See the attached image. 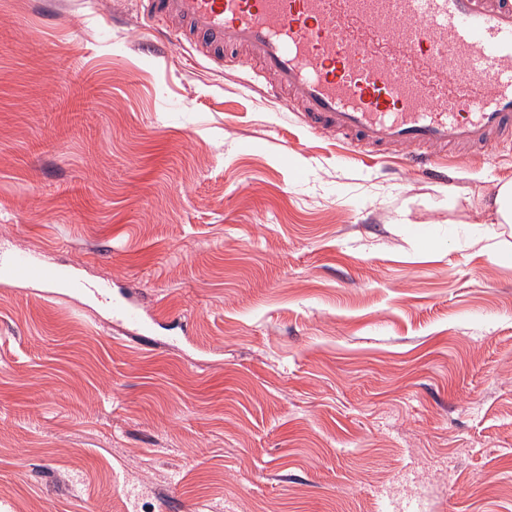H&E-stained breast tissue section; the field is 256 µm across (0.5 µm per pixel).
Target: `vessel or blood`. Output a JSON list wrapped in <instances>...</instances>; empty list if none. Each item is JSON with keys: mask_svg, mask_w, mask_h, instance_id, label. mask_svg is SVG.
Returning a JSON list of instances; mask_svg holds the SVG:
<instances>
[{"mask_svg": "<svg viewBox=\"0 0 512 512\" xmlns=\"http://www.w3.org/2000/svg\"><path fill=\"white\" fill-rule=\"evenodd\" d=\"M159 33L207 62L258 66L305 123L378 154L404 149L413 172L448 148L512 135V0H139ZM0 279L63 285L110 303L67 266L0 248Z\"/></svg>", "mask_w": 512, "mask_h": 512, "instance_id": "vessel-or-blood-1", "label": "vessel or blood"}]
</instances>
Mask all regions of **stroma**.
I'll list each match as a JSON object with an SVG mask.
<instances>
[{"instance_id": "obj_1", "label": "stroma", "mask_w": 512, "mask_h": 512, "mask_svg": "<svg viewBox=\"0 0 512 512\" xmlns=\"http://www.w3.org/2000/svg\"><path fill=\"white\" fill-rule=\"evenodd\" d=\"M135 0H0V512H512V144L446 183ZM489 224H512V180L501 183L490 204L485 205ZM0 279L14 282H33L49 286L64 285L73 291L93 295L112 307V313L134 325H142L138 311L108 296L106 286L90 285L80 279L68 266H49L34 256L0 248Z\"/></svg>"}]
</instances>
